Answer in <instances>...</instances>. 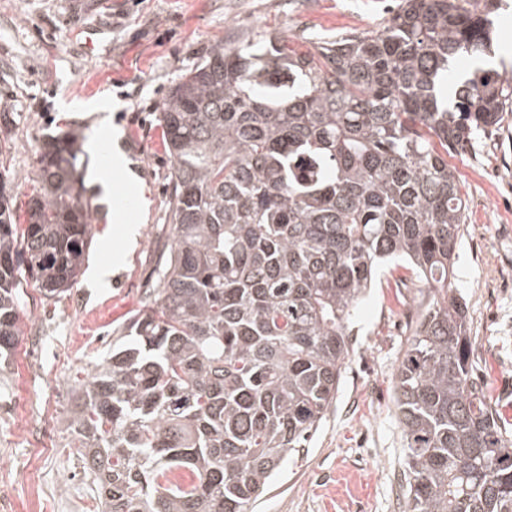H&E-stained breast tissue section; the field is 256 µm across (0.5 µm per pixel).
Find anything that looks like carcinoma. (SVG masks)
Here are the masks:
<instances>
[{
    "mask_svg": "<svg viewBox=\"0 0 512 512\" xmlns=\"http://www.w3.org/2000/svg\"><path fill=\"white\" fill-rule=\"evenodd\" d=\"M503 0H401L371 33L298 53L215 44L162 104L169 252L143 309L72 386L99 512H253L336 400L381 267L433 295L394 385L408 512H512V437L471 380L451 287L466 203L448 153L512 109L489 66ZM468 58L473 68L454 73ZM24 219L0 178V362L22 290L73 288L94 231L67 137L41 147ZM194 480L180 484L174 472Z\"/></svg>",
    "mask_w": 512,
    "mask_h": 512,
    "instance_id": "carcinoma-1",
    "label": "carcinoma"
}]
</instances>
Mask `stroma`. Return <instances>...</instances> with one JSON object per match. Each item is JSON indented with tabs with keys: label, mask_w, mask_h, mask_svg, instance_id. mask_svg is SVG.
I'll list each match as a JSON object with an SVG mask.
<instances>
[{
	"label": "stroma",
	"mask_w": 512,
	"mask_h": 512,
	"mask_svg": "<svg viewBox=\"0 0 512 512\" xmlns=\"http://www.w3.org/2000/svg\"><path fill=\"white\" fill-rule=\"evenodd\" d=\"M394 0H0V173L17 207L45 136L76 133L78 170L103 164L89 141L123 154L112 192L133 208L104 209L88 189L95 237L77 284L60 298L27 287L23 333L0 374V512H33L31 485L74 502L95 494L66 429L76 373L142 307L171 241L162 143L170 88L218 42L262 36L301 52L321 37L381 28ZM466 199L453 286L467 305L471 374L512 435V114L450 153ZM136 227V243L125 237ZM110 266L107 283L92 274ZM431 298L389 265L360 304L336 400L309 448L289 456L255 512H406L404 436L393 400L416 315Z\"/></svg>",
	"instance_id": "obj_1"
}]
</instances>
